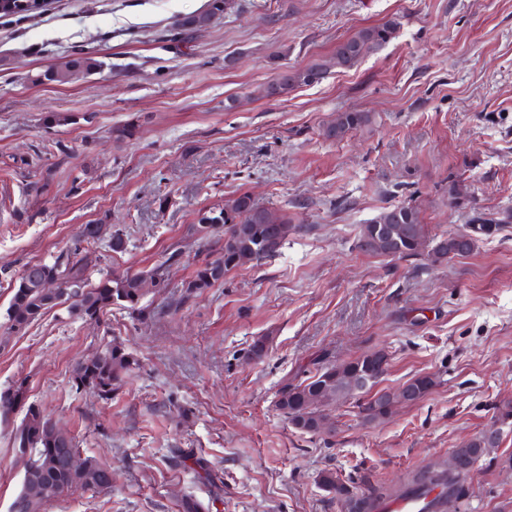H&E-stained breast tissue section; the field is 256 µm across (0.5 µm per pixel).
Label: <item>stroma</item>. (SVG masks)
<instances>
[{
	"instance_id": "35a3bbf8",
	"label": "stroma",
	"mask_w": 512,
	"mask_h": 512,
	"mask_svg": "<svg viewBox=\"0 0 512 512\" xmlns=\"http://www.w3.org/2000/svg\"><path fill=\"white\" fill-rule=\"evenodd\" d=\"M207 4L50 0L41 13L0 17V332L11 277L66 250L82 225H112L127 241L122 254L90 245L99 267L166 262L175 285L216 255L194 232L202 211L247 192L298 226L276 256L186 304L150 294L145 319L116 308L99 325L59 306L0 342V390L26 381L29 401L82 454L112 466L111 491L46 512H182L184 497L208 500L192 467L169 466L175 448L222 478L211 512H343L321 471L364 492L400 485L512 400V223L443 265L355 247L361 224L406 202L433 234L512 209V0H235L208 29L177 35L175 17ZM394 19L395 37L353 68L260 97L279 73L329 60L356 30ZM77 53L103 69L36 82ZM346 111L371 121L326 138ZM53 113L71 120L47 124ZM134 118L135 138L114 141L113 127ZM453 179L468 185L471 208L450 206ZM261 336L265 353L251 358ZM112 338L141 367L106 403L71 376ZM372 349L390 357L380 388L425 373L441 382L374 423L347 403L332 435L300 433L276 409L282 382L316 356ZM23 416L0 419V512L21 485L10 433ZM510 456L512 430L477 465L462 512H512Z\"/></svg>"
}]
</instances>
